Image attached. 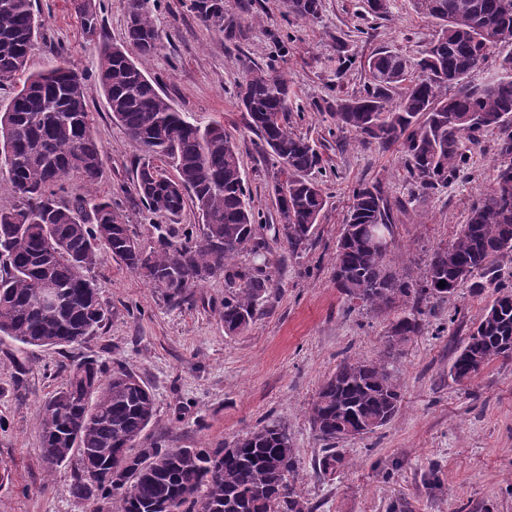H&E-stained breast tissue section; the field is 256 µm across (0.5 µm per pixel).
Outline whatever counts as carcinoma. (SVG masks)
I'll use <instances>...</instances> for the list:
<instances>
[{
  "label": "carcinoma",
  "mask_w": 512,
  "mask_h": 512,
  "mask_svg": "<svg viewBox=\"0 0 512 512\" xmlns=\"http://www.w3.org/2000/svg\"><path fill=\"white\" fill-rule=\"evenodd\" d=\"M286 2L288 13L317 19L320 0ZM154 7L155 0H127L126 45H101L97 72L112 118L148 157L136 170L142 205L176 216L190 203L201 218L184 240L161 235L147 249L119 206L92 191L105 150L93 134L83 72L60 54L50 68L17 85L40 24L32 0H0V89L12 90L0 106V193L15 198L12 207L0 208L1 338L63 349L94 335L106 309L89 272L109 257L169 301L179 302L209 278L224 276L220 318L227 335L254 322L272 288L268 262H256L266 248V225L257 222L232 134L219 122L202 128L175 111L143 67L158 49ZM192 8L233 38L237 21L224 17V0H192ZM414 8L437 21V38L413 60L389 49L369 57L363 91L336 97L330 117L337 129L356 132L364 144H400L414 199L448 185L470 165L467 141L476 134H495L496 177L454 240L433 252L414 283L386 265V254L366 246V226L393 228L392 207L380 182L358 185L333 258L334 279L350 304L377 312L412 304V312L389 329L391 350L421 332L422 304L448 298L476 275L477 291L495 285V298L450 367L451 377L465 381L494 360L512 358V287L495 283L496 260L512 253V0H414ZM77 9L85 32L94 33L91 0H80ZM494 46L509 48L500 57V75L480 85L465 81ZM290 95L284 74L254 68L236 98L264 157L278 166L274 236L299 253L308 249L326 199L308 178L321 165V154L289 130ZM168 162L175 173L164 167ZM70 174L91 191L65 202L55 187ZM244 252L252 259L242 264L238 256ZM48 286L60 297L54 309L40 303ZM60 370L61 385L40 406V452L50 469L79 456L74 497L111 500L115 512H165L170 502L179 512H313L291 482L297 458L285 426L256 427L231 448L156 444L135 452L155 417L145 383L124 369L107 373L94 359ZM400 403V384L385 365L339 364L309 412L326 443L318 473L345 464L337 442L387 425Z\"/></svg>",
  "instance_id": "1"
}]
</instances>
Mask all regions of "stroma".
Returning a JSON list of instances; mask_svg holds the SVG:
<instances>
[{"label": "stroma", "instance_id": "35a3bbf8", "mask_svg": "<svg viewBox=\"0 0 512 512\" xmlns=\"http://www.w3.org/2000/svg\"><path fill=\"white\" fill-rule=\"evenodd\" d=\"M44 27L29 61L37 72L64 53L86 76L85 95L94 135L105 150L95 186L120 203L136 238L152 246L159 228L182 235L198 215L159 218L146 211L135 190L144 161L140 146L116 124L97 82L98 45L125 40L126 0H94L98 32L87 35L73 0H33ZM225 16L241 34L229 42L205 25L191 0H158V52L146 63L176 111L198 124L218 121L237 146L244 184L261 223L267 224L268 271L273 286L263 313L243 333L228 335L220 318L224 279L215 277L190 298L169 304L148 282L106 259L90 275L107 308L101 329L64 350L23 347L0 339V512H108L100 501L70 492L78 458L48 469L40 453L39 406L61 384L60 362L98 360L106 369L137 374L154 395L156 415L142 432L141 448H214L255 427L284 423L296 450L297 492L315 512H512V359H498L468 382L449 368L461 343L494 297L460 285L447 301L432 303L419 335L388 352L390 324L408 314L396 304L384 313L349 309L333 281L332 262L352 202L363 182H381L399 203L389 263L417 281L432 252L448 244L469 210L492 188L495 138L480 135L473 162L448 186L412 200L399 145L362 144L337 130L328 107L368 82L364 68L375 51L389 48L414 58L433 39L432 20L411 0H390L386 16L372 17L364 0H321L317 20L287 15L281 0H224ZM352 62L339 67L337 48ZM274 65L293 96L290 126L315 142L324 159L311 176L327 204L306 251L293 253L276 239L272 196L276 170L262 157L248 116L236 100L250 69ZM345 360L386 362L401 384V404L386 426L336 446L347 464L323 476L315 464L325 443L309 409L320 387Z\"/></svg>", "mask_w": 512, "mask_h": 512}]
</instances>
